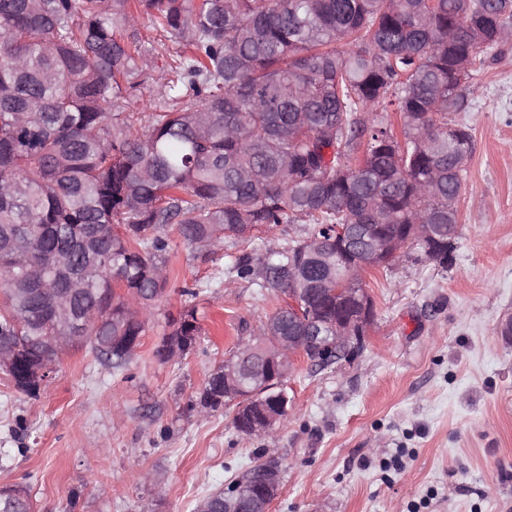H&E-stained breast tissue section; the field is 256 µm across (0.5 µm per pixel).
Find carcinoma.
Returning a JSON list of instances; mask_svg holds the SVG:
<instances>
[{
    "instance_id": "cac0c4a2",
    "label": "carcinoma",
    "mask_w": 512,
    "mask_h": 512,
    "mask_svg": "<svg viewBox=\"0 0 512 512\" xmlns=\"http://www.w3.org/2000/svg\"><path fill=\"white\" fill-rule=\"evenodd\" d=\"M180 51L152 77L168 102L147 120L130 99L148 68L139 19ZM512 0H0V336L20 351L24 381L57 314L37 288L77 287L80 315L112 308L82 331L94 357H129L118 336L145 330L168 282L167 228L207 260L230 238L233 269L288 295L300 267L308 304L354 310L321 284L359 288L330 242L336 224L448 267L470 129L471 72L509 42ZM399 115L401 137L369 115ZM304 236L261 252L283 224ZM431 224V248L410 239ZM275 333L299 336L308 314L280 305ZM224 366L196 406H224ZM265 395L232 405L247 435ZM0 512H33L25 489L0 488Z\"/></svg>"
}]
</instances>
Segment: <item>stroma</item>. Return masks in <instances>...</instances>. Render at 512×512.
Wrapping results in <instances>:
<instances>
[{
    "mask_svg": "<svg viewBox=\"0 0 512 512\" xmlns=\"http://www.w3.org/2000/svg\"><path fill=\"white\" fill-rule=\"evenodd\" d=\"M483 55L468 111L451 116L475 140L452 263L368 275L375 317L361 349L298 361L285 419L246 440L231 408L195 409L281 298L237 276L233 240L204 262L172 236L166 291L127 365L73 345L34 397L0 372V488L27 489L34 512H194L273 448L269 512H512V43ZM190 307L200 336L159 360L167 315Z\"/></svg>",
    "mask_w": 512,
    "mask_h": 512,
    "instance_id": "stroma-1",
    "label": "stroma"
}]
</instances>
